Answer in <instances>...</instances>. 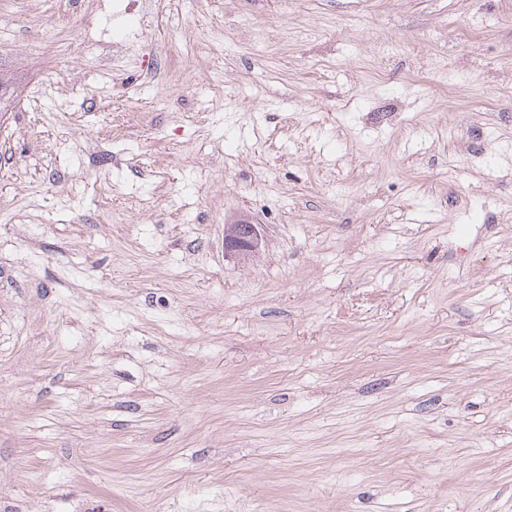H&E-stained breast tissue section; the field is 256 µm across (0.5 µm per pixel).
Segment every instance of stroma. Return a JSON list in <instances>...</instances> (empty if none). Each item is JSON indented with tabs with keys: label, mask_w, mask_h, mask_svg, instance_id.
<instances>
[{
	"label": "stroma",
	"mask_w": 512,
	"mask_h": 512,
	"mask_svg": "<svg viewBox=\"0 0 512 512\" xmlns=\"http://www.w3.org/2000/svg\"><path fill=\"white\" fill-rule=\"evenodd\" d=\"M52 2L0 0V512H512V0ZM125 11L136 16L142 30L148 32L158 18L165 1L159 0H128ZM240 232L237 235L230 234L224 237V250L227 255L241 257L249 255L258 250L260 236L257 225L247 222L239 223Z\"/></svg>",
	"instance_id": "stroma-1"
}]
</instances>
